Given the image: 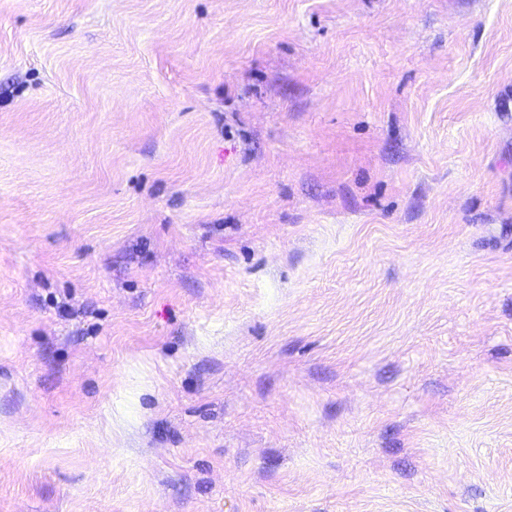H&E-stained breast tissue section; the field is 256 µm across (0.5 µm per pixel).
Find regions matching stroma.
<instances>
[{
	"mask_svg": "<svg viewBox=\"0 0 512 512\" xmlns=\"http://www.w3.org/2000/svg\"><path fill=\"white\" fill-rule=\"evenodd\" d=\"M0 512H512V0H0Z\"/></svg>",
	"mask_w": 512,
	"mask_h": 512,
	"instance_id": "35a3bbf8",
	"label": "stroma"
}]
</instances>
